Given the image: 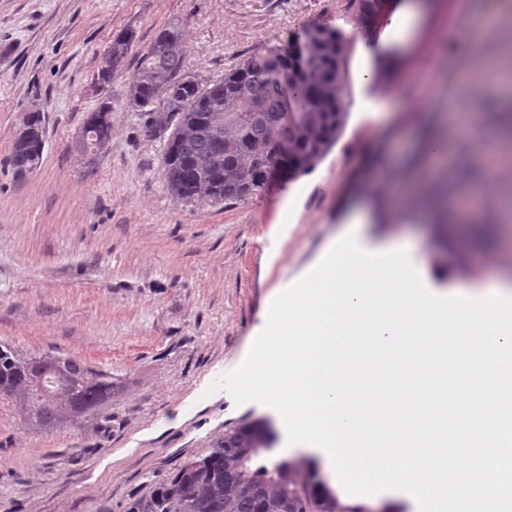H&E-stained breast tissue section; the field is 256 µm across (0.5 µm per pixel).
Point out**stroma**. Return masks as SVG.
<instances>
[{"label":"stroma","mask_w":512,"mask_h":512,"mask_svg":"<svg viewBox=\"0 0 512 512\" xmlns=\"http://www.w3.org/2000/svg\"><path fill=\"white\" fill-rule=\"evenodd\" d=\"M459 3L442 0L399 41L358 0H0V342L28 355L79 357L118 386L81 430L29 432L0 399V512H128L226 429L255 419L277 432L269 459L302 460L276 410L239 406L207 388L243 361L273 299L345 235L371 253L409 243L423 283L446 296L498 276L488 257L512 266L501 225L449 226L440 252L437 225L420 221V201L383 212L394 174L440 130L448 107H508L460 78L465 60L448 33ZM313 23L385 41L393 64L373 88L364 77L371 60L358 48L349 53L348 117L335 145L310 173L245 201L170 194L162 175L169 132L159 114L130 101L134 56L106 88L97 83L103 51L127 27L145 44L160 27L180 26L184 74L206 85ZM448 59L452 72L429 88L428 73ZM380 95L389 96V112L359 110ZM104 100L111 136L95 155H81L75 141ZM34 112L43 120V156L19 177L8 158ZM369 206L370 223H354Z\"/></svg>","instance_id":"35a3bbf8"}]
</instances>
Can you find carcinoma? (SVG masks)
<instances>
[{
    "label": "carcinoma",
    "mask_w": 512,
    "mask_h": 512,
    "mask_svg": "<svg viewBox=\"0 0 512 512\" xmlns=\"http://www.w3.org/2000/svg\"><path fill=\"white\" fill-rule=\"evenodd\" d=\"M135 41L131 28L111 40L101 55L98 83L112 80ZM344 47L339 31L315 25L201 87L182 80L183 30L159 29L136 52L131 97L138 111L149 114L159 102L177 120L163 157L170 192L185 201H244L280 174L312 171L345 124ZM84 129L100 144L109 138V103L89 113ZM43 150L44 139L36 135L25 149L11 151V166L35 170ZM426 200L447 220V193ZM116 390L112 374L78 357L24 356L0 344V397L13 403L27 430L82 429ZM271 438L263 420L226 430L206 455L181 464L170 479L133 500L128 512H363L360 506L337 508L336 498L295 465L267 463L263 453Z\"/></svg>",
    "instance_id": "cac0c4a2"
}]
</instances>
